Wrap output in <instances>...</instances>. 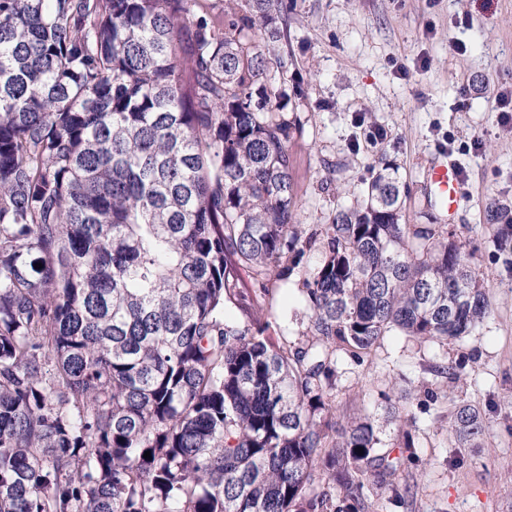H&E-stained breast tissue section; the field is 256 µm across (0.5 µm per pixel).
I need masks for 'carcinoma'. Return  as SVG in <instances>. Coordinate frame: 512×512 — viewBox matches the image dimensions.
Returning a JSON list of instances; mask_svg holds the SVG:
<instances>
[{"instance_id":"cac0c4a2","label":"carcinoma","mask_w":512,"mask_h":512,"mask_svg":"<svg viewBox=\"0 0 512 512\" xmlns=\"http://www.w3.org/2000/svg\"><path fill=\"white\" fill-rule=\"evenodd\" d=\"M225 2L0 0V512H359L399 458L336 420V352L489 315L466 244L400 223L396 167L299 223L259 43L282 0ZM484 215L512 268V202ZM291 280L296 342L270 304ZM411 399L383 407L400 448ZM485 433L471 404L448 423Z\"/></svg>"}]
</instances>
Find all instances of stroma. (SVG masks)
Returning a JSON list of instances; mask_svg holds the SVG:
<instances>
[{
  "label": "stroma",
  "instance_id": "1",
  "mask_svg": "<svg viewBox=\"0 0 512 512\" xmlns=\"http://www.w3.org/2000/svg\"><path fill=\"white\" fill-rule=\"evenodd\" d=\"M278 25L265 52L292 96L285 115L299 122L290 153L301 223H328L374 169L395 165L408 187L402 223L445 224L469 241L490 304L472 335L447 346L394 332L361 358L338 353L337 418L381 414L391 386L413 392L415 448L397 476L406 493L392 501L371 489L364 512H512V271L483 222L489 199L512 200V122L495 101L512 87V0H283ZM441 157L468 174L451 219L427 208L426 169ZM272 310L297 338L307 310L295 284L278 287ZM448 361L465 383L434 373ZM463 402L488 426L476 448L448 436Z\"/></svg>",
  "mask_w": 512,
  "mask_h": 512
}]
</instances>
